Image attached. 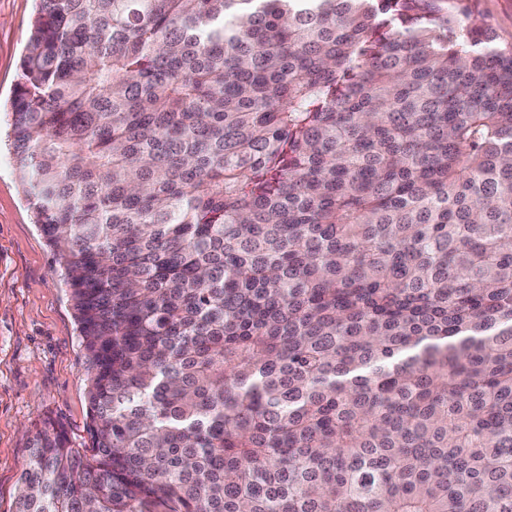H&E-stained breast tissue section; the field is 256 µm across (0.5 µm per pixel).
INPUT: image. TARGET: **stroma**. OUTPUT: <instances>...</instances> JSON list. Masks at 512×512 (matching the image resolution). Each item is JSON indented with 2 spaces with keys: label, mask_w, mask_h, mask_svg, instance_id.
I'll return each instance as SVG.
<instances>
[{
  "label": "stroma",
  "mask_w": 512,
  "mask_h": 512,
  "mask_svg": "<svg viewBox=\"0 0 512 512\" xmlns=\"http://www.w3.org/2000/svg\"><path fill=\"white\" fill-rule=\"evenodd\" d=\"M474 16L512 44V0H468ZM36 0H0V512H14L27 430L51 416L72 447L89 444V362L64 284L40 234L7 138L9 104Z\"/></svg>",
  "instance_id": "obj_1"
}]
</instances>
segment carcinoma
Instances as JSON below:
<instances>
[{"mask_svg":"<svg viewBox=\"0 0 512 512\" xmlns=\"http://www.w3.org/2000/svg\"><path fill=\"white\" fill-rule=\"evenodd\" d=\"M15 171L89 446L15 512H512V45L455 0H39Z\"/></svg>","mask_w":512,"mask_h":512,"instance_id":"carcinoma-1","label":"carcinoma"}]
</instances>
